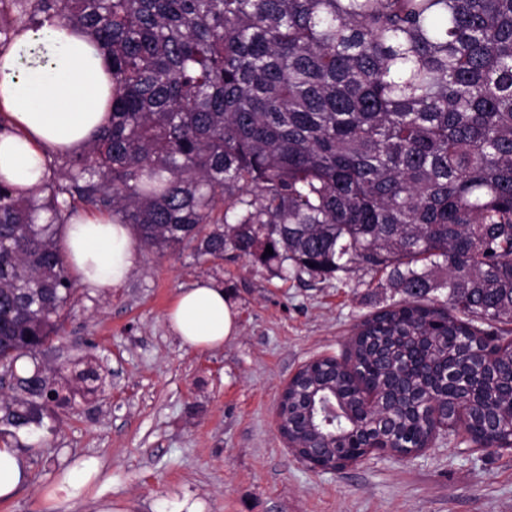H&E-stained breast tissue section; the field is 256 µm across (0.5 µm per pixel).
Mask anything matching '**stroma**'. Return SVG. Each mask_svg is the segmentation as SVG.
<instances>
[{"instance_id":"35a3bbf8","label":"stroma","mask_w":512,"mask_h":512,"mask_svg":"<svg viewBox=\"0 0 512 512\" xmlns=\"http://www.w3.org/2000/svg\"><path fill=\"white\" fill-rule=\"evenodd\" d=\"M357 271L284 278L275 267L192 250H140L125 282L103 291L76 283L59 331L38 363L68 376L91 363L98 390L76 395L36 430L30 482L0 512H46L43 492L80 457L97 458L117 512H512V449L441 436L409 458L370 455L323 473L299 461L277 431L276 403L305 362L341 355L353 325L401 301ZM198 281L224 288L238 331L194 350L167 313Z\"/></svg>"}]
</instances>
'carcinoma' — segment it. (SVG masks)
I'll use <instances>...</instances> for the list:
<instances>
[{
	"instance_id": "obj_1",
	"label": "carcinoma",
	"mask_w": 512,
	"mask_h": 512,
	"mask_svg": "<svg viewBox=\"0 0 512 512\" xmlns=\"http://www.w3.org/2000/svg\"><path fill=\"white\" fill-rule=\"evenodd\" d=\"M45 15L102 46L112 116L41 185L0 184L1 376L73 297L81 203L149 251L403 294L301 373L335 389L336 447L512 439V0H0V50ZM17 385L0 435L75 398L38 366Z\"/></svg>"
}]
</instances>
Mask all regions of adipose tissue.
Here are the masks:
<instances>
[{"instance_id":"adipose-tissue-1","label":"adipose tissue","mask_w":512,"mask_h":512,"mask_svg":"<svg viewBox=\"0 0 512 512\" xmlns=\"http://www.w3.org/2000/svg\"><path fill=\"white\" fill-rule=\"evenodd\" d=\"M111 68L89 37L76 34L56 17L19 33L0 51V110L10 129L0 134V182L16 188L40 185L46 158L91 143L111 119ZM66 262L95 288L122 284L138 261L131 228L105 217H84L61 231ZM168 324L193 349L221 347L237 332L234 306L223 289L200 282L182 291ZM96 458L79 459L45 489L49 512H70L79 503L86 512H112V502L88 497L101 482ZM28 464L12 443L0 444V501L12 499L27 485Z\"/></svg>"}]
</instances>
